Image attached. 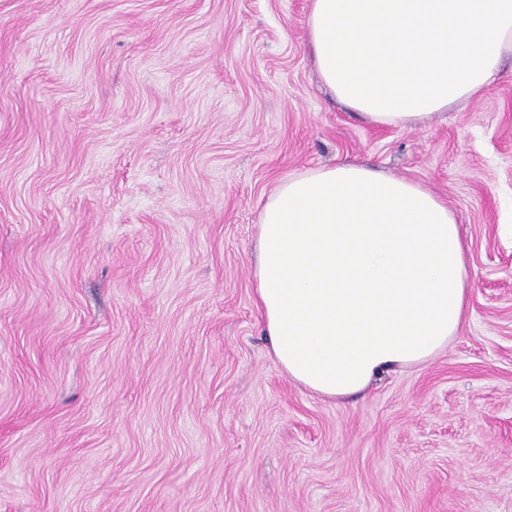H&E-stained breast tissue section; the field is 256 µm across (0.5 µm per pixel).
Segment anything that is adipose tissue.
I'll return each mask as SVG.
<instances>
[{
  "label": "adipose tissue",
  "mask_w": 512,
  "mask_h": 512,
  "mask_svg": "<svg viewBox=\"0 0 512 512\" xmlns=\"http://www.w3.org/2000/svg\"><path fill=\"white\" fill-rule=\"evenodd\" d=\"M316 70L365 121L407 127L478 99L512 58V0H310ZM254 281L288 378L332 399L430 361L466 319L453 213L356 164L282 178L257 224Z\"/></svg>",
  "instance_id": "1"
}]
</instances>
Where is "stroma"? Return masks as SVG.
<instances>
[{"label":"stroma","instance_id":"stroma-1","mask_svg":"<svg viewBox=\"0 0 512 512\" xmlns=\"http://www.w3.org/2000/svg\"><path fill=\"white\" fill-rule=\"evenodd\" d=\"M310 0H0V512H512V63L416 128L335 103ZM422 184L463 328L333 400L255 305L263 200L309 168Z\"/></svg>","mask_w":512,"mask_h":512}]
</instances>
